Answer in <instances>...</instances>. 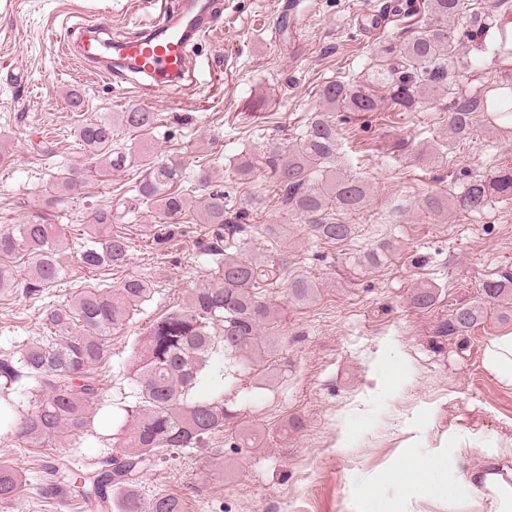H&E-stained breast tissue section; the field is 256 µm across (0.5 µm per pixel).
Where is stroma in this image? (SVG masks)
Listing matches in <instances>:
<instances>
[{"instance_id":"stroma-1","label":"stroma","mask_w":512,"mask_h":512,"mask_svg":"<svg viewBox=\"0 0 512 512\" xmlns=\"http://www.w3.org/2000/svg\"><path fill=\"white\" fill-rule=\"evenodd\" d=\"M216 2L213 31L191 50L195 82L170 99L138 96L118 74L88 77L87 62L62 48L76 44L82 23L104 26L113 41L136 37L178 0H0V149L11 156L0 165V228L41 214L74 238L90 212L109 206L119 214L113 231L131 243L125 267L91 273L74 263L47 290H27L29 276L18 270V288L0 294V354L44 336V308L66 302L81 286L116 288L139 276L155 288L152 300L112 333L111 350L95 369L105 392L86 434L68 446L32 447L11 435L12 415L0 416V460L26 477L9 512H83L76 503L42 497L47 462L109 451L115 404L129 389L139 339L209 269L198 249L207 227L198 217L159 245V216L129 207L142 177L135 163L90 179L61 205L49 202L56 170L84 159L76 124L132 107L159 113L160 122L148 134L118 129V147L136 157L182 160L191 174L207 167L229 206L248 211L258 229L254 250L287 256L289 277L315 288L303 305L289 302L286 285L271 288L281 306L278 328L264 337L274 353L273 384L225 391L241 412L239 426L255 433L253 446L232 447L226 431L211 437L207 452L176 451L144 476L143 496L184 495L188 512H389L397 495L417 497L421 483H445L435 455L449 430H496L512 419V388L482 367L487 341L512 331V318L492 312L465 335L434 334L436 323L475 300L484 282L512 275V201L444 222L422 206L429 194H456L512 163V125L476 118L470 137L452 142L437 165L421 150L447 134V93L428 96L414 112H334L344 149L339 163L367 180L371 194L365 209L344 218L351 238L320 240L284 209L262 168L241 179L233 166L258 157L266 143L294 144L308 115L323 108L317 92L324 82H366L386 69L376 51L379 36L400 42L420 30L428 21L423 0ZM468 3L452 22L460 39L452 64L456 90L498 79L503 66L492 45L498 26L512 22V13L488 16L492 0ZM384 8L393 19L379 33L369 21ZM73 91L80 107L71 103ZM384 242L390 251L369 263L368 253ZM422 283L442 291L425 312L407 299ZM372 375L385 382V393L367 395Z\"/></svg>"}]
</instances>
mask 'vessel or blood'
<instances>
[{"mask_svg": "<svg viewBox=\"0 0 512 512\" xmlns=\"http://www.w3.org/2000/svg\"><path fill=\"white\" fill-rule=\"evenodd\" d=\"M212 18V11L196 10L192 0H184L178 12L163 14L132 39L112 43L101 39L99 29L85 32L80 54L88 62L141 77L154 94L174 97L190 72L186 48L206 34Z\"/></svg>", "mask_w": 512, "mask_h": 512, "instance_id": "obj_1", "label": "vessel or blood"}]
</instances>
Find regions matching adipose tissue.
<instances>
[{
  "label": "adipose tissue",
  "mask_w": 512,
  "mask_h": 512,
  "mask_svg": "<svg viewBox=\"0 0 512 512\" xmlns=\"http://www.w3.org/2000/svg\"><path fill=\"white\" fill-rule=\"evenodd\" d=\"M486 372L500 384L512 388V332L492 337L487 342L482 358ZM507 428L510 437L495 433H452L448 436L449 451H458L461 445H477L484 462L481 466L458 470L455 480L461 492L475 500L479 512H512V467L505 458H512V420Z\"/></svg>",
  "instance_id": "ef3b65f1"
}]
</instances>
